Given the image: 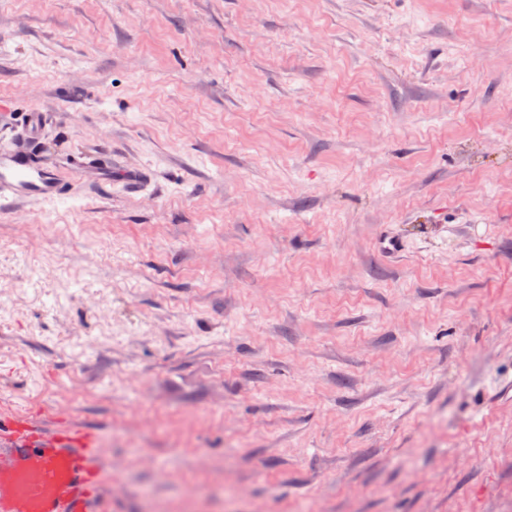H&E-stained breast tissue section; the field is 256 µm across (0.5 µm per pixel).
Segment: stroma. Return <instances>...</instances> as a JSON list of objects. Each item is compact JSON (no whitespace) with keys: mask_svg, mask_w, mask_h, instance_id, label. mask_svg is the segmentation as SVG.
Segmentation results:
<instances>
[{"mask_svg":"<svg viewBox=\"0 0 512 512\" xmlns=\"http://www.w3.org/2000/svg\"><path fill=\"white\" fill-rule=\"evenodd\" d=\"M3 101L146 175L0 212V407L111 512H512V0H0Z\"/></svg>","mask_w":512,"mask_h":512,"instance_id":"35a3bbf8","label":"stroma"}]
</instances>
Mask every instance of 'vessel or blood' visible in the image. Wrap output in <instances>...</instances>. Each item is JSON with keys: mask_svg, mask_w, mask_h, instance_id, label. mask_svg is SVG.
<instances>
[{"mask_svg": "<svg viewBox=\"0 0 512 512\" xmlns=\"http://www.w3.org/2000/svg\"><path fill=\"white\" fill-rule=\"evenodd\" d=\"M72 188L31 152L0 151V202L59 201ZM104 461L94 435L65 418L0 410V512H108Z\"/></svg>", "mask_w": 512, "mask_h": 512, "instance_id": "b4317fda", "label": "vessel or blood"}]
</instances>
